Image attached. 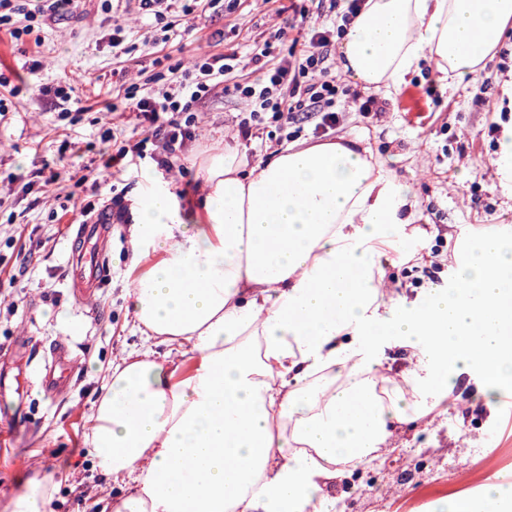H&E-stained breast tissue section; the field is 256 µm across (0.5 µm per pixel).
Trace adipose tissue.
I'll list each match as a JSON object with an SVG mask.
<instances>
[{"mask_svg":"<svg viewBox=\"0 0 512 512\" xmlns=\"http://www.w3.org/2000/svg\"><path fill=\"white\" fill-rule=\"evenodd\" d=\"M512 0H364L342 72L396 90L429 61L479 73ZM133 199L126 301L164 345L122 351L94 400L92 466L113 512H336L330 481L424 421L464 374L467 407L512 382V234L463 238L448 282L387 292L381 249L410 257L411 187L360 142L213 155L194 199L146 175ZM403 348V368L387 351ZM54 473L30 468L0 512H45Z\"/></svg>","mask_w":512,"mask_h":512,"instance_id":"obj_1","label":"adipose tissue"}]
</instances>
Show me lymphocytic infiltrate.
<instances>
[{
    "label": "lymphocytic infiltrate",
    "instance_id": "1",
    "mask_svg": "<svg viewBox=\"0 0 512 512\" xmlns=\"http://www.w3.org/2000/svg\"><path fill=\"white\" fill-rule=\"evenodd\" d=\"M73 2L0 0V30L21 39L29 34L30 22L54 18ZM328 2L329 12L337 13L340 19L338 27L318 21L298 30L286 54L278 58L273 56L270 43L253 45L249 61L255 67L256 78L238 76L240 58L233 50L196 57L186 68L174 64L167 86L161 90L144 93L138 84L128 85L123 108L134 113L144 136L132 148H119L118 157L132 151L143 158L151 149L168 158L178 156L195 137L193 128L202 100L217 91L245 105L248 115L239 121L238 133L246 140L268 117L288 126L300 124L302 115L313 112L320 116L319 129L334 128L340 121L336 98L350 95L351 88L333 71L329 57L336 38L345 34L356 17L361 0ZM17 14L24 15L26 26L14 24Z\"/></svg>",
    "mask_w": 512,
    "mask_h": 512
}]
</instances>
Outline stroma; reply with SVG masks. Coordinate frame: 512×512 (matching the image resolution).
Returning a JSON list of instances; mask_svg holds the SVG:
<instances>
[{"label": "stroma", "mask_w": 512, "mask_h": 512, "mask_svg": "<svg viewBox=\"0 0 512 512\" xmlns=\"http://www.w3.org/2000/svg\"><path fill=\"white\" fill-rule=\"evenodd\" d=\"M102 4L79 0L72 12L35 22L33 35L21 41L0 32V72L10 75L13 85L53 89L67 83L81 107L74 121H63L54 106L0 87L7 104L0 116V361H12L17 338L26 343L24 363L12 372L26 420L0 427L1 505L18 491L36 458L58 482L47 512H89L107 485L85 443L90 407L116 350L142 349L145 337L125 299L127 224L113 225L106 249L110 274L84 305L70 288L71 227L82 221L85 207L99 209L116 197L129 203L145 185L122 172L95 192L72 176L96 170L103 153L141 139V127L111 109L124 97L125 77L145 84L180 60L226 48L244 53L288 25L287 16L276 15L274 0H238L233 7L216 0L202 17L184 15L181 0H175L161 24L142 14L137 0H112L108 11ZM117 18L133 26L122 53L111 43ZM484 72L492 83L474 76L450 85L426 66L398 91L352 83L360 97L385 100L379 116H363L343 97L336 102L344 118L325 138L362 141L373 161L410 185L417 197L416 258L381 259L393 294L412 299L430 288L424 256L436 255L439 277L447 279L457 240L512 226V197L490 165L500 138L488 133L502 121V86L512 80L511 37ZM243 112L236 99L210 97L198 114L195 141L172 158L171 168L148 157L142 168L159 181H173L178 198L194 195L205 159L237 136ZM175 167L187 168L188 177L172 175ZM58 339L68 342L77 366L65 394L52 397L34 377ZM501 394L493 407L468 411L445 399L431 424L409 426L380 456L337 479L329 489L336 512H440L453 497L479 500L491 482L512 501V460L492 474L477 469L490 444L512 457V409L503 403L512 398V385Z\"/></svg>", "instance_id": "obj_1"}]
</instances>
